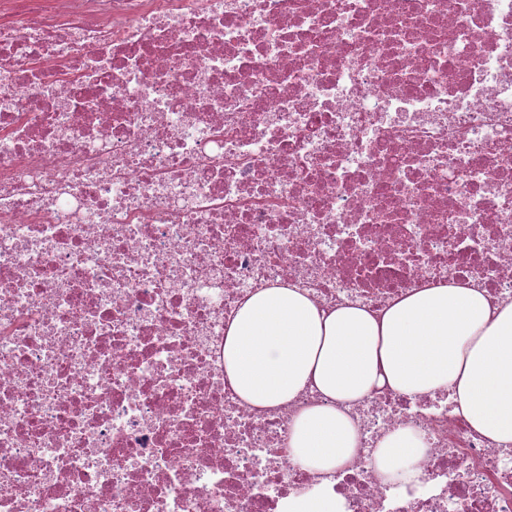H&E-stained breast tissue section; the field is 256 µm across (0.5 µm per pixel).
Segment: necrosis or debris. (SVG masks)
<instances>
[{
    "instance_id": "obj_1",
    "label": "necrosis or debris",
    "mask_w": 512,
    "mask_h": 512,
    "mask_svg": "<svg viewBox=\"0 0 512 512\" xmlns=\"http://www.w3.org/2000/svg\"><path fill=\"white\" fill-rule=\"evenodd\" d=\"M512 299V0H0V512H512V448L448 390L350 405L293 459L224 375L255 292L378 313ZM421 448L414 483L369 448ZM420 444L407 430H395L385 435L373 449L371 463L385 482L417 479L421 472L411 468ZM287 512H342L341 501L332 491L288 500Z\"/></svg>"
}]
</instances>
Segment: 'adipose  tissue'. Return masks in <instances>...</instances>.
<instances>
[{
	"instance_id": "adipose-tissue-1",
	"label": "adipose tissue",
	"mask_w": 512,
	"mask_h": 512,
	"mask_svg": "<svg viewBox=\"0 0 512 512\" xmlns=\"http://www.w3.org/2000/svg\"><path fill=\"white\" fill-rule=\"evenodd\" d=\"M224 371L244 402L267 409L310 390L324 401L298 414L294 458L322 475L357 455L360 435L346 405L389 387L438 389L482 435L512 445V301L491 306L484 291L451 281L414 290L375 315L357 305L324 309L300 288L280 285L248 297L224 336ZM419 441L385 435L371 463L386 482L419 477Z\"/></svg>"
}]
</instances>
